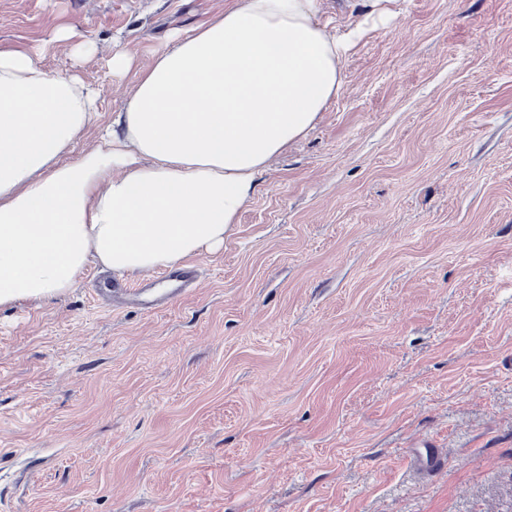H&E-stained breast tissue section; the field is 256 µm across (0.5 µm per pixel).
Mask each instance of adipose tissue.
<instances>
[{"instance_id":"obj_1","label":"adipose tissue","mask_w":512,"mask_h":512,"mask_svg":"<svg viewBox=\"0 0 512 512\" xmlns=\"http://www.w3.org/2000/svg\"><path fill=\"white\" fill-rule=\"evenodd\" d=\"M321 0H229L175 33L78 159L98 95L0 45V311L48 301L96 266L139 275L220 249L257 175L341 85L361 27L331 34Z\"/></svg>"}]
</instances>
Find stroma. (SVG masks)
Returning <instances> with one entry per match:
<instances>
[{
  "label": "stroma",
  "instance_id": "obj_1",
  "mask_svg": "<svg viewBox=\"0 0 512 512\" xmlns=\"http://www.w3.org/2000/svg\"><path fill=\"white\" fill-rule=\"evenodd\" d=\"M226 2L0 0V43L47 46L105 124ZM383 7L322 0L364 34L196 291L97 302L91 267L0 313V512H512V0Z\"/></svg>",
  "mask_w": 512,
  "mask_h": 512
}]
</instances>
